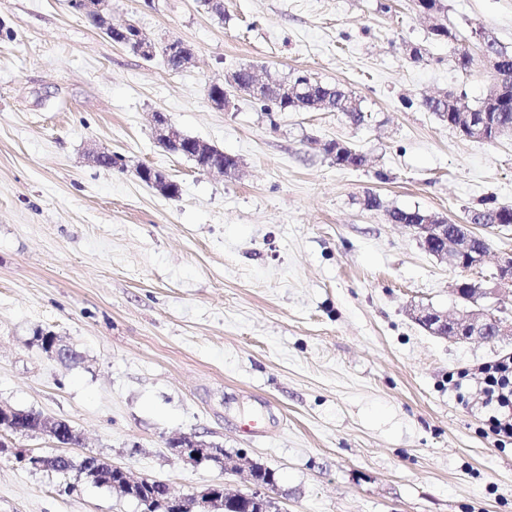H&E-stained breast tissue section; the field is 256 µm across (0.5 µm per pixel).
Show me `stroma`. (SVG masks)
Listing matches in <instances>:
<instances>
[{"label":"stroma","mask_w":512,"mask_h":512,"mask_svg":"<svg viewBox=\"0 0 512 512\" xmlns=\"http://www.w3.org/2000/svg\"><path fill=\"white\" fill-rule=\"evenodd\" d=\"M444 5L449 40L414 0H224L220 17L200 0H110L113 21L194 48L173 71L68 0H0V404L69 422L83 438L70 456L179 496L251 487L170 451L193 434L273 470L283 512H512V445L494 446L478 383L448 387L449 372L512 355V335L455 343L410 315L455 311L456 282L512 257V227H478L490 251L465 273L387 217L416 207L465 224L512 205V132L467 138L423 105L451 90L481 101L493 74L470 35L512 49V0ZM242 64L346 87L365 120L245 95L211 108L209 86ZM156 112L239 157V174L164 152ZM331 141L365 165L336 166ZM92 150L123 168L89 163ZM143 165L178 196L145 185ZM41 331L78 359L45 352ZM0 512L138 508L0 456Z\"/></svg>","instance_id":"1"}]
</instances>
